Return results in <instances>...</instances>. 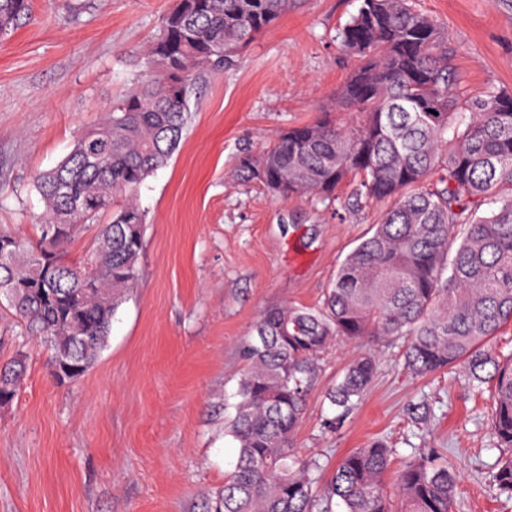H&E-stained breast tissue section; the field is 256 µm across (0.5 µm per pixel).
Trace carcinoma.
<instances>
[{
    "instance_id": "obj_1",
    "label": "carcinoma",
    "mask_w": 512,
    "mask_h": 512,
    "mask_svg": "<svg viewBox=\"0 0 512 512\" xmlns=\"http://www.w3.org/2000/svg\"><path fill=\"white\" fill-rule=\"evenodd\" d=\"M29 7L0 0V35ZM287 9L288 0H177L146 52L144 79L36 177L45 204L36 243L0 229V250L12 255L0 294L69 379L94 362L138 281L146 224L138 192L182 139L197 72L223 69ZM339 37L354 59L336 94L348 118L325 111L290 127L240 157L237 172L279 197L312 193L326 205L348 181L351 206L389 207L339 264L322 307L260 314L230 423L238 457L207 512H334L338 503L343 512H391L389 475L403 512H453L456 475L424 454L395 469V450L375 441L342 457L321 492L315 467L295 457L291 441L322 353L369 337L401 340L412 375L461 366L491 387L492 438L508 452L494 482L512 496V350L495 345L512 325V94L459 91L439 25L413 0H362ZM92 225L86 250L98 263L86 279L65 247ZM23 370L17 359L0 365V404L15 398ZM376 373L370 353L347 366L329 394L340 412L327 426L348 415Z\"/></svg>"
}]
</instances>
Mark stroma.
<instances>
[{
    "label": "stroma",
    "instance_id": "35a3bbf8",
    "mask_svg": "<svg viewBox=\"0 0 512 512\" xmlns=\"http://www.w3.org/2000/svg\"><path fill=\"white\" fill-rule=\"evenodd\" d=\"M362 0H289L224 71L198 73L191 117L169 163L138 201L146 216L140 277L94 364L58 381L51 352L0 298V364L26 374L0 404V512H203L238 455L226 423L241 349L270 307H319L336 269L383 204L284 199L237 175L283 130L332 108L352 68L335 36ZM448 37L461 91L512 92V0H415ZM176 0H32L0 37V228L36 239L44 204L33 182L137 85L144 50ZM378 372L336 428L330 390L365 352ZM399 342L338 343L320 362L292 444L330 477L349 451L383 440L407 458L447 456L455 512H512L493 484L500 455L487 386L463 369L414 377Z\"/></svg>",
    "mask_w": 512,
    "mask_h": 512
}]
</instances>
